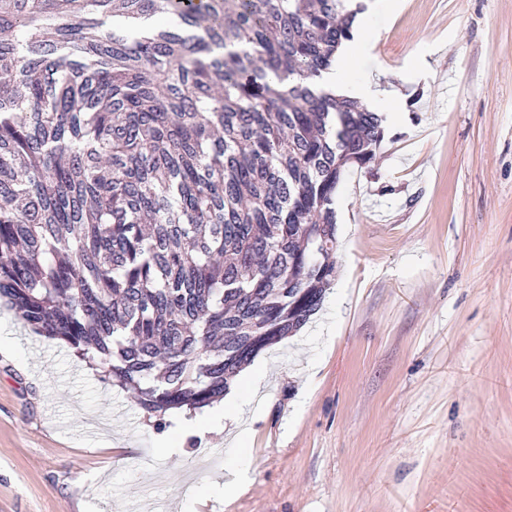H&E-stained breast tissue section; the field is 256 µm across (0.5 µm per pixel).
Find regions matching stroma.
Wrapping results in <instances>:
<instances>
[{"label": "stroma", "mask_w": 512, "mask_h": 512, "mask_svg": "<svg viewBox=\"0 0 512 512\" xmlns=\"http://www.w3.org/2000/svg\"><path fill=\"white\" fill-rule=\"evenodd\" d=\"M391 2L352 75L398 118L336 187V279L262 351L243 434L157 430L0 305V512H512V0Z\"/></svg>", "instance_id": "1"}]
</instances>
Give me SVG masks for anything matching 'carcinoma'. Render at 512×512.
I'll return each mask as SVG.
<instances>
[{
  "instance_id": "obj_1",
  "label": "carcinoma",
  "mask_w": 512,
  "mask_h": 512,
  "mask_svg": "<svg viewBox=\"0 0 512 512\" xmlns=\"http://www.w3.org/2000/svg\"><path fill=\"white\" fill-rule=\"evenodd\" d=\"M364 0H0V302L159 418L336 278L382 117L317 91Z\"/></svg>"
}]
</instances>
